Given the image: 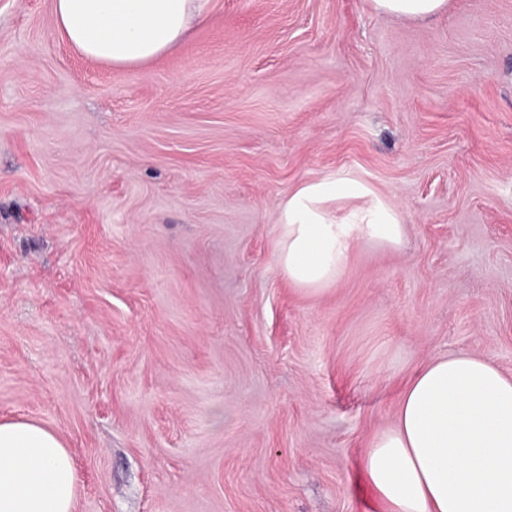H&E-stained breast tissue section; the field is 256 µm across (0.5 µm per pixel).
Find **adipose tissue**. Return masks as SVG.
<instances>
[{
  "label": "adipose tissue",
  "mask_w": 512,
  "mask_h": 512,
  "mask_svg": "<svg viewBox=\"0 0 512 512\" xmlns=\"http://www.w3.org/2000/svg\"><path fill=\"white\" fill-rule=\"evenodd\" d=\"M208 0H53L58 31L85 56L145 65L179 44ZM372 11L425 20L448 0H367ZM397 210L358 180L302 184L281 207L277 262L296 287L338 280L354 246H398ZM362 469L384 512H512V378L490 360L450 355L407 385L392 429ZM76 473L60 437L26 419L0 422V512H76Z\"/></svg>",
  "instance_id": "ef3b65f1"
}]
</instances>
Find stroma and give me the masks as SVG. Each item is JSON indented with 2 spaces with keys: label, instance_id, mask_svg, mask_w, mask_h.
<instances>
[{
  "label": "stroma",
  "instance_id": "35a3bbf8",
  "mask_svg": "<svg viewBox=\"0 0 512 512\" xmlns=\"http://www.w3.org/2000/svg\"><path fill=\"white\" fill-rule=\"evenodd\" d=\"M336 175L405 233L311 294L280 209ZM451 354L512 377V0H210L133 69L0 0V421L77 512H381L360 459ZM372 11L401 19H430L448 7L447 0H367Z\"/></svg>",
  "mask_w": 512,
  "mask_h": 512
}]
</instances>
